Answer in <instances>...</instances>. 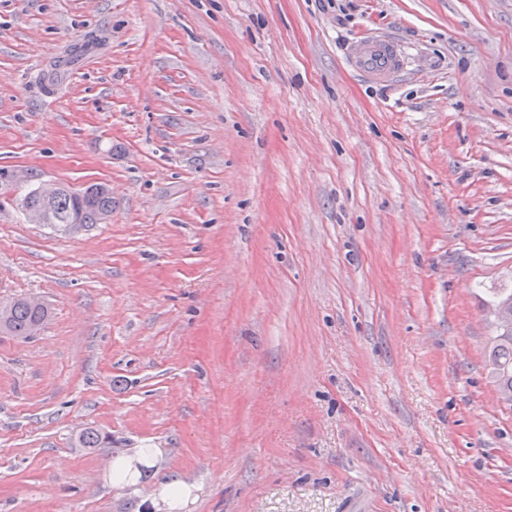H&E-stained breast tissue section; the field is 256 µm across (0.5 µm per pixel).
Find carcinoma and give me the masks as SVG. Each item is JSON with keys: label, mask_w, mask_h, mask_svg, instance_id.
Listing matches in <instances>:
<instances>
[{"label": "carcinoma", "mask_w": 512, "mask_h": 512, "mask_svg": "<svg viewBox=\"0 0 512 512\" xmlns=\"http://www.w3.org/2000/svg\"><path fill=\"white\" fill-rule=\"evenodd\" d=\"M31 205L42 209L46 223L62 224L76 231L90 224L99 223L103 212H112V195L75 192L66 189L49 200L42 199L37 191L27 195ZM48 317L43 304H35L26 297L10 301L9 316L0 323V331L21 339L32 338ZM489 376L501 397L512 402V328L496 329L490 338L487 360Z\"/></svg>", "instance_id": "1"}]
</instances>
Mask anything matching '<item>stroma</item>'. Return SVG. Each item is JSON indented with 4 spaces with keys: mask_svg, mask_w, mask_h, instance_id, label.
I'll return each instance as SVG.
<instances>
[{
    "mask_svg": "<svg viewBox=\"0 0 512 512\" xmlns=\"http://www.w3.org/2000/svg\"><path fill=\"white\" fill-rule=\"evenodd\" d=\"M510 288L512 0H0V512H512ZM350 59L360 71L379 79L393 76L403 65L399 50L375 37L358 41L350 51ZM97 186L90 185L80 192H75L66 186V190L49 200L42 199L37 190L27 195L31 205L42 209L46 215L45 224H62L76 231L88 224H99L102 212L112 213V193L98 194L88 189ZM31 299L35 303L40 302L36 298ZM35 303H32L26 297L10 301L9 316L0 324L1 333L21 339L32 338L48 317L47 307L43 303ZM489 376L501 397L512 402V328L499 329L490 338L487 360ZM190 499V488L181 480H171L160 487L157 507L170 512L174 509H181L188 505Z\"/></svg>",
    "mask_w": 512,
    "mask_h": 512,
    "instance_id": "1",
    "label": "stroma"
}]
</instances>
